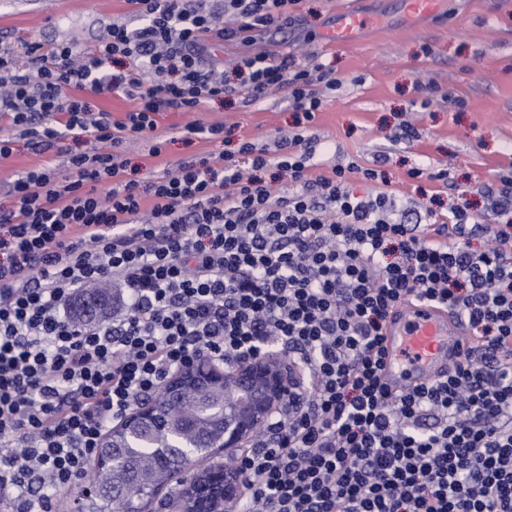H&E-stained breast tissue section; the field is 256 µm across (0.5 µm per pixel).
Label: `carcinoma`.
<instances>
[{
  "instance_id": "1",
  "label": "carcinoma",
  "mask_w": 512,
  "mask_h": 512,
  "mask_svg": "<svg viewBox=\"0 0 512 512\" xmlns=\"http://www.w3.org/2000/svg\"><path fill=\"white\" fill-rule=\"evenodd\" d=\"M111 291L96 288L85 293L73 315L91 320L93 312L110 307ZM178 400L184 406L162 411L150 425L128 419L108 434L111 442L99 448L87 479L95 490V512H130L134 501L153 486L164 485L174 473L197 468L210 457L217 434L224 427V388L206 391L183 386Z\"/></svg>"
}]
</instances>
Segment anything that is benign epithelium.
Returning <instances> with one entry per match:
<instances>
[{"mask_svg":"<svg viewBox=\"0 0 512 512\" xmlns=\"http://www.w3.org/2000/svg\"><path fill=\"white\" fill-rule=\"evenodd\" d=\"M193 377H200L237 396L236 403L224 407V436L220 447L230 456L243 447L246 441L261 429L273 412L288 398L291 388L285 365L270 358H250L247 361L221 370L212 363L197 359L181 373L166 381L152 402L142 406L136 414L148 416L155 408L172 405L166 389ZM241 494L240 482L234 469L224 464L200 470L199 481L188 489L187 512H225L232 507Z\"/></svg>","mask_w":512,"mask_h":512,"instance_id":"1","label":"benign epithelium"}]
</instances>
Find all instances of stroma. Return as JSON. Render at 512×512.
Segmentation results:
<instances>
[{"label": "stroma", "mask_w": 512, "mask_h": 512, "mask_svg": "<svg viewBox=\"0 0 512 512\" xmlns=\"http://www.w3.org/2000/svg\"><path fill=\"white\" fill-rule=\"evenodd\" d=\"M347 12L378 23L336 39ZM295 14L288 43H271V51H294L300 65L323 64L343 81L309 128L318 140L321 173L353 161L369 167L381 154L382 175L407 207L429 194L433 209L444 213L465 190L475 208L489 210L481 183L512 167V0H441L427 15L411 12L406 0H300ZM112 23L140 26L126 0H0V43L6 45L21 38L87 48ZM222 119L235 124L223 141L188 145L177 137L187 123ZM156 120L155 131L124 145L146 180L161 176L166 164L237 151L243 138L270 147L296 129L283 91L249 106L234 95L199 112H162ZM405 124L415 127V139H401ZM159 139L167 142L163 154L149 157ZM46 163L62 170L67 157L20 148L0 160V186ZM419 167L447 168V183L409 178V170Z\"/></svg>", "instance_id": "stroma-1"}]
</instances>
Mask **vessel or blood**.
<instances>
[{"label": "vessel or blood", "mask_w": 512, "mask_h": 512, "mask_svg": "<svg viewBox=\"0 0 512 512\" xmlns=\"http://www.w3.org/2000/svg\"><path fill=\"white\" fill-rule=\"evenodd\" d=\"M384 334V382L396 394L445 376L470 343L458 314L419 300L397 306Z\"/></svg>", "instance_id": "b4317fda"}]
</instances>
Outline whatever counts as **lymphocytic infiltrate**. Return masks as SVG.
<instances>
[{"label":"lymphocytic infiltrate","instance_id":"lymphocytic-infiltrate-1","mask_svg":"<svg viewBox=\"0 0 512 512\" xmlns=\"http://www.w3.org/2000/svg\"><path fill=\"white\" fill-rule=\"evenodd\" d=\"M127 2L142 26L112 24L90 48L0 47V119L18 138L38 153L96 144L67 172L18 175L0 206V503L53 512L111 427L191 361L272 354L291 393L237 453L234 512H512V175L485 188L496 224L463 191L407 223L375 169L317 173L300 131L273 156L244 139L141 181L120 147L157 113L284 90L309 123L323 97L294 55L252 49L292 27L299 0ZM223 44L245 48L233 67ZM88 91L134 107L113 119ZM272 166L286 189L265 181ZM93 283L113 284L112 316L83 323L71 302ZM412 297L456 312L472 341L455 370L398 395L383 330Z\"/></svg>","mask_w":512,"mask_h":512}]
</instances>
